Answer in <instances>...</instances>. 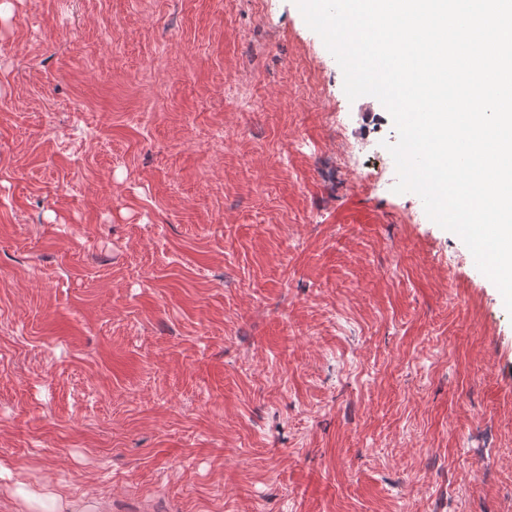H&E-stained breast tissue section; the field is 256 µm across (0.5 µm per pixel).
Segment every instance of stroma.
Returning a JSON list of instances; mask_svg holds the SVG:
<instances>
[{"instance_id":"stroma-1","label":"stroma","mask_w":512,"mask_h":512,"mask_svg":"<svg viewBox=\"0 0 512 512\" xmlns=\"http://www.w3.org/2000/svg\"><path fill=\"white\" fill-rule=\"evenodd\" d=\"M5 3L0 512H512V312L294 0ZM29 502L36 504L40 509L35 512H73L75 503L57 492L29 493Z\"/></svg>"}]
</instances>
